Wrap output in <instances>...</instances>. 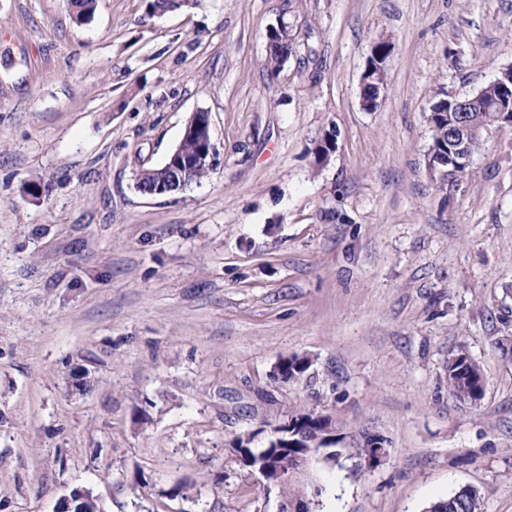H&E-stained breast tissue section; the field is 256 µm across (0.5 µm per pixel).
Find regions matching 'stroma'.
<instances>
[{
	"label": "stroma",
	"instance_id": "obj_1",
	"mask_svg": "<svg viewBox=\"0 0 512 512\" xmlns=\"http://www.w3.org/2000/svg\"><path fill=\"white\" fill-rule=\"evenodd\" d=\"M298 34L278 78L267 31ZM389 40L375 110L371 44ZM512 66V0H0V512H277L229 445L303 407L345 439L314 512H512V127L461 180L429 107ZM218 163L150 197L193 112ZM336 149L316 150L326 134ZM482 400L448 396V356ZM308 356L301 381L281 358ZM390 453L365 464L361 431ZM91 500L89 492L82 489H73L70 495L64 498L55 512H99V505L96 501H91L87 510H84V503ZM483 498H477L470 488H462L430 504L427 512H481Z\"/></svg>",
	"mask_w": 512,
	"mask_h": 512
}]
</instances>
